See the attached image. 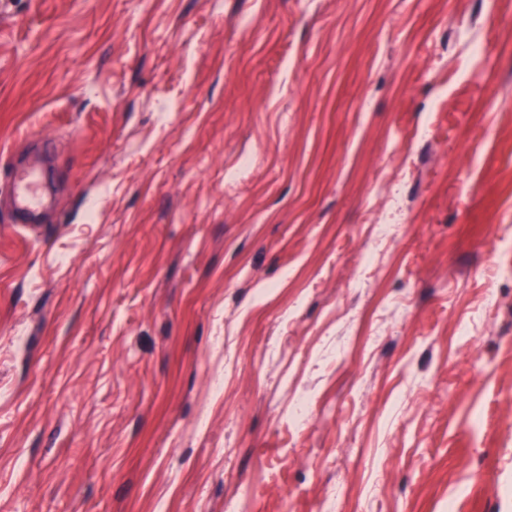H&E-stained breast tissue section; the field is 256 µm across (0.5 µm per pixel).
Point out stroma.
Here are the masks:
<instances>
[{"label":"stroma","mask_w":512,"mask_h":512,"mask_svg":"<svg viewBox=\"0 0 512 512\" xmlns=\"http://www.w3.org/2000/svg\"><path fill=\"white\" fill-rule=\"evenodd\" d=\"M327 499L512 512V0H0V512ZM12 196L16 212L24 218H33L47 205V197L39 184L36 164L17 166L11 175Z\"/></svg>","instance_id":"1"}]
</instances>
